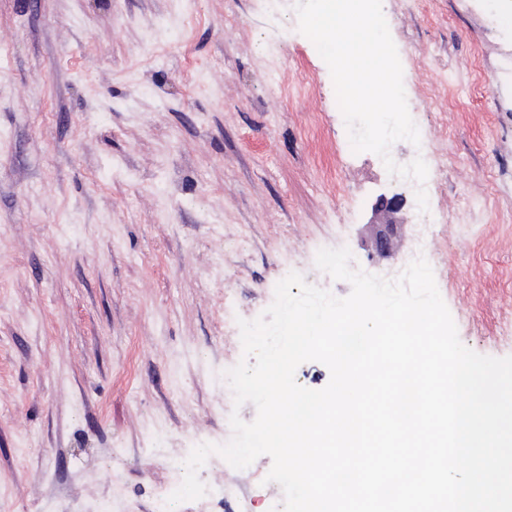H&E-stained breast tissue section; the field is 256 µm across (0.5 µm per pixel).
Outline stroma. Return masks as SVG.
Returning a JSON list of instances; mask_svg holds the SVG:
<instances>
[{
    "instance_id": "stroma-1",
    "label": "stroma",
    "mask_w": 512,
    "mask_h": 512,
    "mask_svg": "<svg viewBox=\"0 0 512 512\" xmlns=\"http://www.w3.org/2000/svg\"><path fill=\"white\" fill-rule=\"evenodd\" d=\"M294 0H0V506L155 512L179 457L230 440L239 320L315 264L396 277L428 249L461 342L512 355V0H382L432 210L354 153ZM493 93H485L486 79ZM398 198L390 255L373 206ZM270 457L211 455L180 512H271Z\"/></svg>"
}]
</instances>
